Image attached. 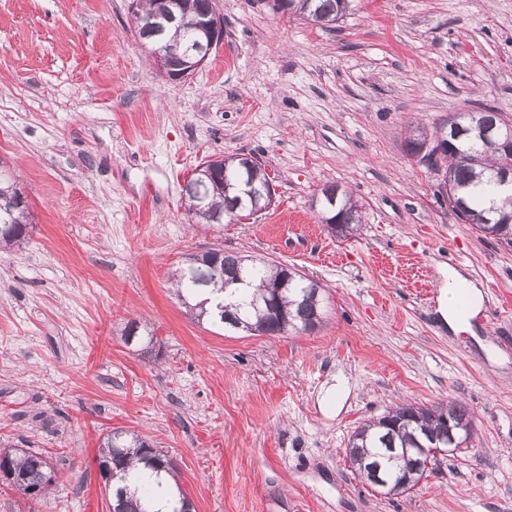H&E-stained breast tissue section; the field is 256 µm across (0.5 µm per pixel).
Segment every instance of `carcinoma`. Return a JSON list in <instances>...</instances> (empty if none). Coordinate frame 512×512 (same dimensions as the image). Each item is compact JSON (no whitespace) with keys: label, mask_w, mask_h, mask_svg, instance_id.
Masks as SVG:
<instances>
[{"label":"carcinoma","mask_w":512,"mask_h":512,"mask_svg":"<svg viewBox=\"0 0 512 512\" xmlns=\"http://www.w3.org/2000/svg\"><path fill=\"white\" fill-rule=\"evenodd\" d=\"M350 0H286L292 14L305 19L331 23L343 17ZM167 8V0H139L133 13L136 27L147 26L149 20ZM199 9V0H181L179 19L168 25L154 39L159 45L183 50L197 45L203 34L189 22ZM445 174L450 177L453 196L452 211L484 237L512 244V202L500 195L497 175L512 170V153L470 134L458 139L449 137L448 147L441 151ZM242 159L227 157L220 169L196 187L202 203L187 202L190 220L198 224L215 223L214 216L232 219L238 210L253 206L252 198L241 193L240 183L248 175L259 188L267 181L260 165L248 173L240 167ZM336 195L322 193L317 199L318 218L332 236L348 239L362 226V216L350 193L330 182ZM16 187L9 175L0 169V243L12 245L25 236L27 206L15 200ZM286 282L274 299L265 304L269 286ZM178 299L197 322H217L233 331L279 335L289 331L309 332L323 321L324 298L319 282L287 268L266 262H254L243 256L220 252L219 266L207 262L205 255H196L179 269L174 283ZM212 288L224 299L216 309L207 310L203 303H191L202 290ZM138 325L128 323L122 332L125 342L139 339L148 347L155 346V336H137ZM448 417L451 425H472L467 407L458 400L439 402L431 407L398 404L376 419L358 427L349 440L347 456L354 473L361 481L375 486L373 475L393 479L413 490L427 473L434 471L438 459L405 454L406 448L443 446L448 442V429L440 419ZM100 470L113 489V512H157L153 499L162 480L174 476L171 460L159 449L137 435L123 431L107 434L100 446ZM10 471L3 477L29 499L47 492L52 480H43L50 470L46 454L31 448H12Z\"/></svg>","instance_id":"1"}]
</instances>
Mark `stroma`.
Instances as JSON below:
<instances>
[{"label": "stroma", "mask_w": 512, "mask_h": 512, "mask_svg": "<svg viewBox=\"0 0 512 512\" xmlns=\"http://www.w3.org/2000/svg\"><path fill=\"white\" fill-rule=\"evenodd\" d=\"M130 3L0 0V164L31 213L22 247L0 248V450L46 452L56 474L38 501L0 477V512H112L96 455L113 429L167 454L196 512H512V245L400 149L477 104L512 121V0H353L330 28L214 0L224 37L181 82L157 74ZM234 154L273 176L274 206L190 225L184 178ZM327 182L359 202L361 235L319 222ZM213 248L318 281L323 325L192 322L173 276ZM451 265L483 293L456 333L437 313ZM132 320L153 354L123 342ZM448 398L473 435L413 491L354 474L355 428Z\"/></svg>", "instance_id": "obj_1"}]
</instances>
